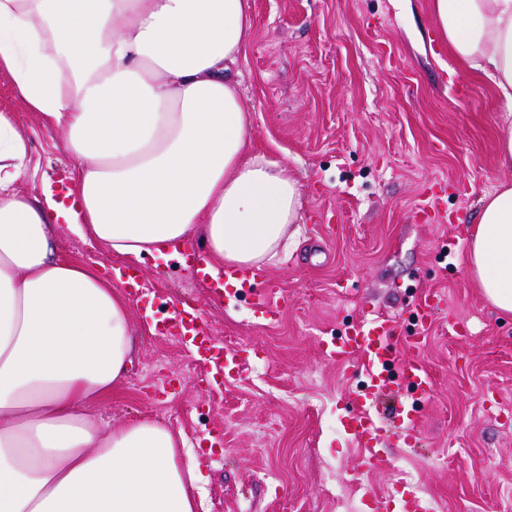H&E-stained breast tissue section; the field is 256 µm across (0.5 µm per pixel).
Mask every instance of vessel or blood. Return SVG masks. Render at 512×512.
<instances>
[{
  "label": "vessel or blood",
  "instance_id": "obj_1",
  "mask_svg": "<svg viewBox=\"0 0 512 512\" xmlns=\"http://www.w3.org/2000/svg\"><path fill=\"white\" fill-rule=\"evenodd\" d=\"M224 277L249 290L252 308L259 319L275 317L286 302L276 289L264 287L263 274L228 268ZM393 331L394 325L389 320L374 318L360 321L347 336L322 339V356L341 365L354 357L363 360L372 390L386 388L397 376L418 397L429 395L434 387L430 371L420 356L397 358L390 344ZM160 332L184 342L192 350L203 351V362L209 366L213 380L224 383L242 377L245 360L241 349L229 348L219 342L203 315L189 302H172L168 316L161 322ZM397 417V437L407 442L415 440L422 427V416L417 406H402ZM344 430L364 450L370 468L378 469L385 464L386 459L379 446L384 429L368 408H359L357 414L350 416Z\"/></svg>",
  "mask_w": 512,
  "mask_h": 512
}]
</instances>
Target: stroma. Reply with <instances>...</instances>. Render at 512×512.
<instances>
[{"label": "stroma", "mask_w": 512, "mask_h": 512, "mask_svg": "<svg viewBox=\"0 0 512 512\" xmlns=\"http://www.w3.org/2000/svg\"><path fill=\"white\" fill-rule=\"evenodd\" d=\"M252 36L239 64L254 152L300 182L297 241L266 266L288 303L276 321L255 318L249 295L213 299L208 282L175 259L135 263L142 290L130 301L137 352L120 386L99 406L104 419H156L183 436L208 482L200 512H392L406 483L430 512H512V316L481 297L464 263L478 200L512 168L496 152L502 102L494 85L452 54L430 0H248ZM468 91L459 94L454 80ZM30 142L21 189L74 186L76 161L40 113L0 72V113ZM444 183V224L416 212ZM63 255L103 276L125 267L105 246L62 235ZM438 293L431 321L412 318L421 295ZM190 299L217 339L248 359L242 379L209 386L194 353L150 329L143 311L166 314ZM393 320L392 343L419 355L434 379L419 405L415 443L395 435L394 411L412 394L394 383L372 413L386 430V468L370 469L343 423L358 408L360 359H322L318 342L363 317ZM223 429L224 443L210 433Z\"/></svg>", "instance_id": "stroma-1"}]
</instances>
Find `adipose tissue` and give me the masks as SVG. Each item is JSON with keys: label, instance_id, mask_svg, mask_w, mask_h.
Instances as JSON below:
<instances>
[{"label": "adipose tissue", "instance_id": "obj_1", "mask_svg": "<svg viewBox=\"0 0 512 512\" xmlns=\"http://www.w3.org/2000/svg\"><path fill=\"white\" fill-rule=\"evenodd\" d=\"M453 55L504 104L512 167V0H431ZM248 0H0V71L77 161L78 204L31 195L26 133L0 113V512H198L205 476L162 423L102 419L132 363L129 303L60 254V233L127 261L199 242L212 276L262 268L303 210L298 179L250 149L237 66ZM465 262L512 314V186L479 200Z\"/></svg>", "mask_w": 512, "mask_h": 512}]
</instances>
